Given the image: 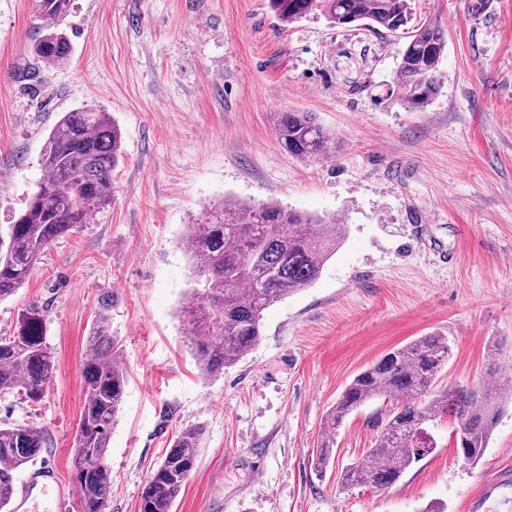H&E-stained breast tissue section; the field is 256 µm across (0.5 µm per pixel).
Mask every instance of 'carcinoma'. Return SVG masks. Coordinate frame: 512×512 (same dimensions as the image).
Listing matches in <instances>:
<instances>
[{
  "mask_svg": "<svg viewBox=\"0 0 512 512\" xmlns=\"http://www.w3.org/2000/svg\"><path fill=\"white\" fill-rule=\"evenodd\" d=\"M275 17L291 24L312 11L330 23H358L367 29L397 31L410 20V0H268ZM74 0H35L42 35L35 58L47 66L66 65L73 45L63 22ZM448 46L444 28L425 21L412 30L396 71L395 87L410 111L426 108L439 91L435 77ZM279 146L301 161H319L336 152L335 134L310 112H286L276 129ZM123 158L121 133L109 114L84 107L62 112L45 142L42 177L25 207L0 225V300L25 287L46 250L74 233L89 216L112 204V170ZM345 225L279 204L231 199L205 209L182 239L192 260L196 286L181 307L182 325L200 374L210 379L237 364L262 336L265 311L313 284L344 235ZM103 296L82 367L85 401L74 440L73 481L80 512H105L112 488L107 453L127 384L119 340L112 336ZM450 348L438 334L394 349L360 372L346 387L328 426L335 430L351 412L383 399L380 428L366 459L341 474L346 485L385 490L435 448L429 429L444 418L455 424L465 460L479 462L512 390L494 379L472 386L439 387ZM56 369L43 336V315L27 310L11 336H0V395L26 403L42 401ZM202 428L181 429L161 463L148 475L139 512H172L195 470ZM43 447V432L30 424L0 426V512H10L14 477ZM332 444L313 450L314 469L326 471Z\"/></svg>",
  "mask_w": 512,
  "mask_h": 512,
  "instance_id": "1",
  "label": "carcinoma"
}]
</instances>
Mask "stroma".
<instances>
[{
    "label": "stroma",
    "mask_w": 512,
    "mask_h": 512,
    "mask_svg": "<svg viewBox=\"0 0 512 512\" xmlns=\"http://www.w3.org/2000/svg\"><path fill=\"white\" fill-rule=\"evenodd\" d=\"M73 53L37 65L33 0H0V224L23 207L61 112L93 106L122 134L112 204L45 252L0 301V335L44 311L56 371L43 401L0 399V421L34 424L38 462L71 483L84 404L81 365L102 292L128 372L107 462L106 512H138L144 482L177 432L202 425L197 466L173 512H512V407L468 464L454 424L391 489L344 486L343 467L378 435L375 405L333 436V465L311 464L355 375L437 333L446 384L497 364L512 382V0H411V20L448 33L438 95L421 112L388 94L404 31L330 26L317 12L281 23L268 0H75ZM310 112L336 155L304 162L276 141L283 113ZM276 203L345 224L319 278L265 312L263 337L203 379L178 318L196 275L187 226L223 199ZM496 358H489L490 349ZM486 495H479L482 485Z\"/></svg>",
    "instance_id": "35a3bbf8"
}]
</instances>
